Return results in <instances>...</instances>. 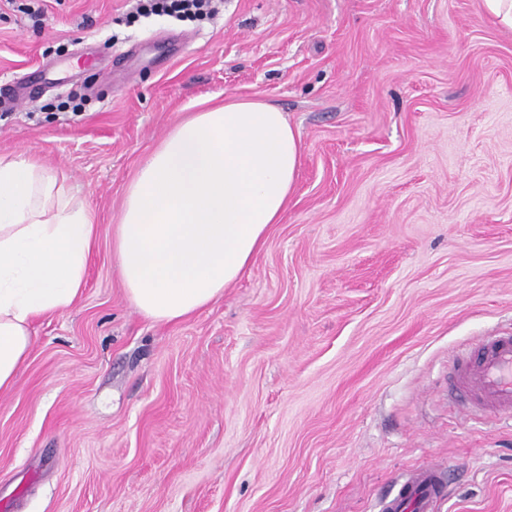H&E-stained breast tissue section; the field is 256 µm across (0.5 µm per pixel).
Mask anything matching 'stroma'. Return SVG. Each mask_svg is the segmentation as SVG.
Here are the masks:
<instances>
[{"label": "stroma", "instance_id": "1", "mask_svg": "<svg viewBox=\"0 0 512 512\" xmlns=\"http://www.w3.org/2000/svg\"><path fill=\"white\" fill-rule=\"evenodd\" d=\"M136 7L0 0V87L39 82L0 105V155L98 226L0 393V512H372L428 465L452 477L437 512H512V421L448 393L455 355L512 328V29L481 0ZM227 97L286 112L296 189L222 299L156 322L112 232L144 158ZM138 11L143 16L166 15L177 20L191 18L202 20L213 16L219 0H140Z\"/></svg>", "mask_w": 512, "mask_h": 512}]
</instances>
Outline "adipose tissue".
Instances as JSON below:
<instances>
[{
	"instance_id": "adipose-tissue-1",
	"label": "adipose tissue",
	"mask_w": 512,
	"mask_h": 512,
	"mask_svg": "<svg viewBox=\"0 0 512 512\" xmlns=\"http://www.w3.org/2000/svg\"><path fill=\"white\" fill-rule=\"evenodd\" d=\"M299 132L260 99H228L176 123L127 188L112 237L129 301L176 323L224 295L293 193ZM97 226L35 158L0 157V392L17 384L33 320L68 310Z\"/></svg>"
}]
</instances>
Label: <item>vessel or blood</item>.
<instances>
[{
  "instance_id": "1",
  "label": "vessel or blood",
  "mask_w": 512,
  "mask_h": 512,
  "mask_svg": "<svg viewBox=\"0 0 512 512\" xmlns=\"http://www.w3.org/2000/svg\"><path fill=\"white\" fill-rule=\"evenodd\" d=\"M448 391L457 401L483 411L512 415V334L486 336L458 356L448 374ZM446 488L441 469L414 470L394 495L381 501L379 512H436Z\"/></svg>"
}]
</instances>
